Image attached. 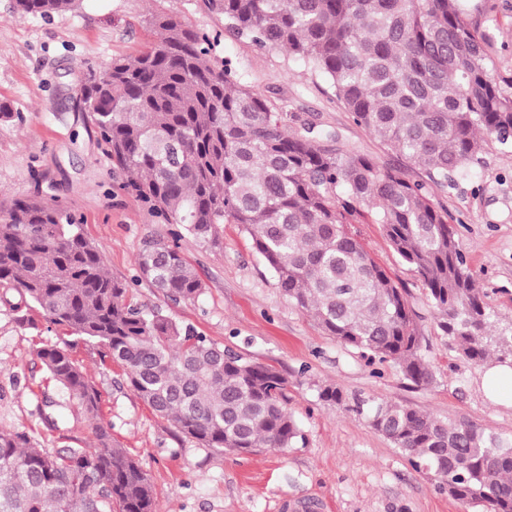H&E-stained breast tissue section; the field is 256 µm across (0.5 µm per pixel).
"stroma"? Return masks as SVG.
<instances>
[{
  "label": "stroma",
  "mask_w": 512,
  "mask_h": 512,
  "mask_svg": "<svg viewBox=\"0 0 512 512\" xmlns=\"http://www.w3.org/2000/svg\"><path fill=\"white\" fill-rule=\"evenodd\" d=\"M464 6L486 38L495 74L512 77V0H464ZM156 15L180 19L207 36L216 65L230 64L277 111L335 134L344 152L370 155L387 167L403 163L353 123L321 72L285 50L230 34L223 15L208 11L202 0H80L74 10L47 17L19 13L16 0H0V105L12 113L0 119V202L36 194L61 198L107 272L131 283L133 304L161 309L288 380V410L303 441L285 451L235 454L182 434L131 390L123 367L102 360L95 344L78 342L73 356L102 395L113 443L148 475L156 512H281L283 501L312 499L322 512H485L448 496L434 475L415 471L357 405L395 403L443 421L464 418L512 438V404L491 401L484 387L488 366L512 365V142L489 140L479 163L434 192L495 313V334L509 339L486 360L465 358L452 337L442 335L420 277L390 247L381 225L354 227L377 264L405 289L416 315L435 378L414 385L395 365L342 346L310 313L289 303L239 225H225L220 247L209 248L191 236L176 237V225L123 189L76 89L89 66L143 51L153 38L148 21ZM148 241L178 244L204 285L198 299L176 301L138 280L137 256ZM70 336L0 283V429L26 431L51 452L93 445L88 422L36 356L44 342ZM328 385L342 390L343 404L320 399Z\"/></svg>",
  "instance_id": "stroma-1"
}]
</instances>
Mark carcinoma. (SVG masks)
Listing matches in <instances>:
<instances>
[{
    "label": "carcinoma",
    "instance_id": "carcinoma-1",
    "mask_svg": "<svg viewBox=\"0 0 512 512\" xmlns=\"http://www.w3.org/2000/svg\"><path fill=\"white\" fill-rule=\"evenodd\" d=\"M16 3L24 14L48 15L74 9L76 0ZM202 3L237 36L285 48L321 71L354 123L404 165L346 153L313 124L290 131L288 113L275 111L229 65L211 62L206 36L160 15L144 52L88 70L77 88L123 189L204 245L219 244L222 225H241L288 301L312 312L340 344L429 385L434 374L404 289L350 230L359 218L380 224L423 280L439 328L461 355L485 359L492 313L433 189L479 162L488 140L508 142L512 93L494 75L485 39L460 0ZM78 227L57 198L0 207V282L125 367L133 392L203 445L248 454L303 439L279 371L225 351L159 310L131 305L128 285L110 276ZM137 264L140 277L175 300L203 293L175 243H146ZM74 346L47 342L37 356L90 422L95 446L49 453L28 433L1 429L0 512H154L151 482L112 443L101 394L73 358ZM369 419L416 471H442L439 487L448 496L512 512V439L389 402L375 404Z\"/></svg>",
    "mask_w": 512,
    "mask_h": 512
}]
</instances>
